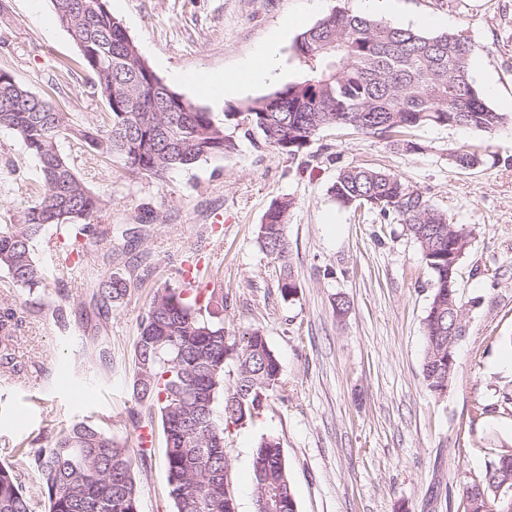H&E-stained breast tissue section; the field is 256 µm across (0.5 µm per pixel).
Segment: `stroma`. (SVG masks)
<instances>
[{"label": "stroma", "instance_id": "35a3bbf8", "mask_svg": "<svg viewBox=\"0 0 512 512\" xmlns=\"http://www.w3.org/2000/svg\"><path fill=\"white\" fill-rule=\"evenodd\" d=\"M463 11L444 0H107L152 70L172 89L224 122L229 112L281 84L305 79L293 53L303 31L342 6L427 35L464 30L475 51L473 82L487 102L512 113V0H466ZM276 45L283 80L258 83L215 103L191 75L235 74L267 45ZM40 96H51L75 124L100 123L106 108L92 88L79 51L58 24L50 0H0V72ZM417 148L399 150L377 139L327 129L297 158L239 139L237 151L168 175L166 181L117 177L112 162L63 141L76 173L111 198L106 224L136 223L143 207L163 215L139 246L151 266L135 281L105 330L85 304L93 277L58 268L55 232L37 241L36 259L49 274L33 306L0 272V303L23 312L15 355L21 372L0 370V464L28 442L72 422L100 425L137 448L130 395L137 320L154 292L181 283L199 265L224 289V333L261 328L278 355L285 386L254 424L232 429L225 448L237 512H253L252 451L261 436L279 438L297 512H463L462 490L484 469L488 453L512 449V125L495 135L426 126L413 131ZM486 147L484 163L456 167L461 146ZM380 167L425 192L465 228L470 246L459 267L467 334L456 346V371L445 396L423 376L424 319L432 290L422 253L398 224L341 206L329 192L346 166ZM42 189L36 159L10 130L0 129V224L21 223ZM295 205L288 216L286 262L267 257L257 228L271 204ZM223 223H214L215 213ZM500 268L498 279L479 268ZM291 270L294 296L279 282ZM345 298L336 313V298ZM69 305V326L53 310ZM113 363L95 359L97 341ZM493 409L472 419L474 399ZM138 474L140 512H173L163 448L154 445Z\"/></svg>", "mask_w": 512, "mask_h": 512}]
</instances>
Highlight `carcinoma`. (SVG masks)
<instances>
[{"label":"carcinoma","mask_w":512,"mask_h":512,"mask_svg":"<svg viewBox=\"0 0 512 512\" xmlns=\"http://www.w3.org/2000/svg\"><path fill=\"white\" fill-rule=\"evenodd\" d=\"M61 26L75 42L93 88L107 104L106 120L74 124L71 113L52 99L32 93L0 73V128L13 131L36 158L43 192L20 224H0V269L12 287L33 293L48 286L34 257V244L56 230L59 265L69 269L85 259L86 242L119 233L135 244L148 224L162 223L152 209L140 223L103 224L111 200L77 175L59 143L78 141L112 160L117 173L132 179L165 181L176 170L237 150L235 137L204 108L178 93L158 94L148 63L106 0H50ZM475 44L464 30L425 35L354 13L332 11L297 38L294 53L307 73L239 108L250 117L238 126L254 147H271L296 157L326 129L348 130L415 150L409 136L439 125L495 134L509 116L492 108L475 87L470 59ZM464 170L478 167L481 154L464 147L452 154ZM342 206L363 209L384 223L397 222L419 246L431 273L432 296L425 317V381L443 395L455 374L456 344L467 333V307L459 293L460 261L470 246L455 218L440 211L424 192L380 169L350 166L330 187ZM293 201H275L258 225L260 249L275 260L287 257V219ZM110 251L93 257L98 277L90 307L103 321L123 303L131 278L149 272L138 258L112 272ZM19 319L16 308L0 306V366L18 371L12 353ZM132 398L141 410L132 424L153 444L160 425L169 496L175 512H237L224 448L228 426L257 421L285 381L277 354L264 332L241 338L224 335V292L207 293L182 282L157 289L137 322ZM235 362V371L228 361ZM35 453L19 444L16 459L0 465V512H139L142 487L137 464L147 449L133 450L100 426L76 422L46 436ZM33 471L38 495L27 492L17 472ZM255 512L278 499L296 512V499L279 438L261 439L252 456ZM467 512H512V453L487 456L479 477L463 488Z\"/></svg>","instance_id":"1"}]
</instances>
